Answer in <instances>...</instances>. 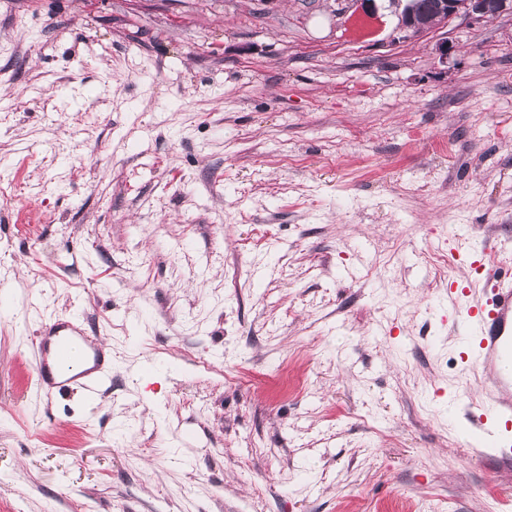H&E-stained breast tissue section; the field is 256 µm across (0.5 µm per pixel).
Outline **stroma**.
<instances>
[{
  "label": "stroma",
  "instance_id": "35a3bbf8",
  "mask_svg": "<svg viewBox=\"0 0 512 512\" xmlns=\"http://www.w3.org/2000/svg\"><path fill=\"white\" fill-rule=\"evenodd\" d=\"M375 6L0 0V512H512L446 321L512 250V12ZM71 316L93 402L34 379ZM416 1H405L393 41L411 40L436 29L448 28L457 19L478 23L512 11L511 0H433L430 9L420 8H426L425 4L431 0Z\"/></svg>",
  "mask_w": 512,
  "mask_h": 512
}]
</instances>
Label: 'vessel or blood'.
<instances>
[{
	"mask_svg": "<svg viewBox=\"0 0 512 512\" xmlns=\"http://www.w3.org/2000/svg\"><path fill=\"white\" fill-rule=\"evenodd\" d=\"M478 256L477 277L466 290L471 303L463 321L450 323L463 337L461 360L489 374L475 393L465 433L469 448L512 468V262L484 250ZM38 346L35 375L44 390L78 387L95 397L111 381L79 319L45 321Z\"/></svg>",
	"mask_w": 512,
	"mask_h": 512,
	"instance_id": "b4317fda",
	"label": "vessel or blood"
}]
</instances>
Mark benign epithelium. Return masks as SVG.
<instances>
[{
	"instance_id": "1",
	"label": "benign epithelium",
	"mask_w": 512,
	"mask_h": 512,
	"mask_svg": "<svg viewBox=\"0 0 512 512\" xmlns=\"http://www.w3.org/2000/svg\"><path fill=\"white\" fill-rule=\"evenodd\" d=\"M512 11V0H433L421 9L416 0H406L393 40L406 41L443 29L457 19L478 23Z\"/></svg>"
}]
</instances>
